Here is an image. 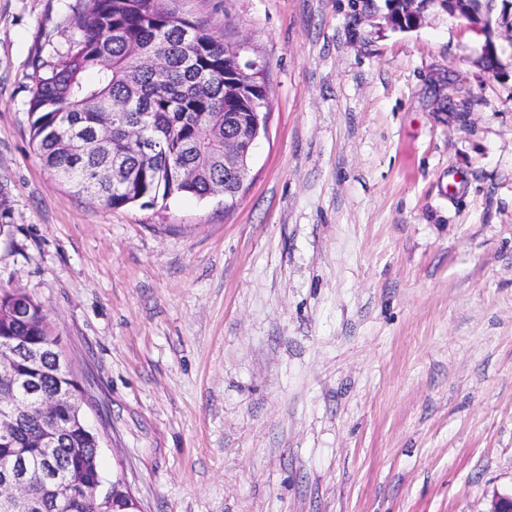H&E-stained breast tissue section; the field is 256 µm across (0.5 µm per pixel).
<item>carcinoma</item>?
I'll use <instances>...</instances> for the list:
<instances>
[{
  "label": "carcinoma",
  "mask_w": 512,
  "mask_h": 512,
  "mask_svg": "<svg viewBox=\"0 0 512 512\" xmlns=\"http://www.w3.org/2000/svg\"><path fill=\"white\" fill-rule=\"evenodd\" d=\"M81 36L74 49L40 78L30 100V140L56 182L93 202L118 210L154 206L172 197L198 199L234 190L224 171V116L251 118L252 99L269 92L267 70L255 73L251 97L224 96V40L199 20L179 15L172 0H82ZM161 58L149 64L131 52ZM120 158L119 185L99 176ZM45 315L32 298L18 316H0V336L23 334L42 343ZM44 397L61 374L48 362L39 373ZM60 424L62 456L46 461L37 439ZM25 449L31 493L45 492L43 473L62 468L75 476L99 464L85 423L57 407L0 443V470Z\"/></svg>",
  "instance_id": "carcinoma-1"
}]
</instances>
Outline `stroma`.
<instances>
[{
    "instance_id": "1",
    "label": "stroma",
    "mask_w": 512,
    "mask_h": 512,
    "mask_svg": "<svg viewBox=\"0 0 512 512\" xmlns=\"http://www.w3.org/2000/svg\"><path fill=\"white\" fill-rule=\"evenodd\" d=\"M175 0L267 66L233 206L112 210L29 136L81 0H0V287L48 314L145 512H487L512 494V42L436 8ZM471 104L449 123L448 84Z\"/></svg>"
}]
</instances>
